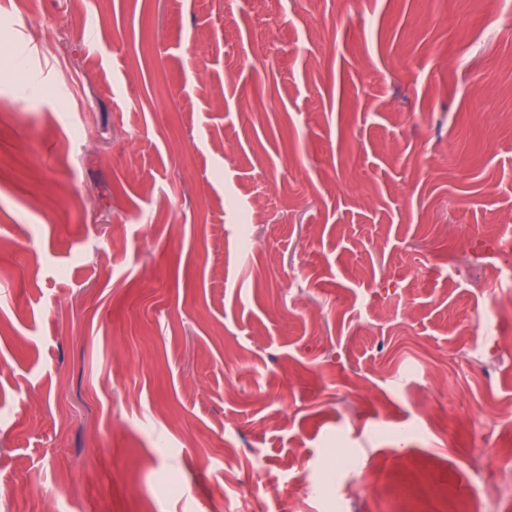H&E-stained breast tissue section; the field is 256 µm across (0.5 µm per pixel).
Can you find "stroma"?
Wrapping results in <instances>:
<instances>
[{
  "mask_svg": "<svg viewBox=\"0 0 512 512\" xmlns=\"http://www.w3.org/2000/svg\"><path fill=\"white\" fill-rule=\"evenodd\" d=\"M65 55L0 0V496L214 512L254 455L354 467L348 512L512 487V346L476 330L512 240V0H83ZM92 134L79 136L82 112ZM386 490L379 502L362 486ZM511 281L512 264L494 261L489 266L486 277L468 280L466 286L473 294L481 298L494 297L497 305L500 306L506 299L510 300V294H507L502 286ZM471 420L483 423L490 431L494 432L498 427H511L512 425V404H502L493 407L491 410H479L471 415Z\"/></svg>",
  "mask_w": 512,
  "mask_h": 512,
  "instance_id": "stroma-1",
  "label": "stroma"
}]
</instances>
